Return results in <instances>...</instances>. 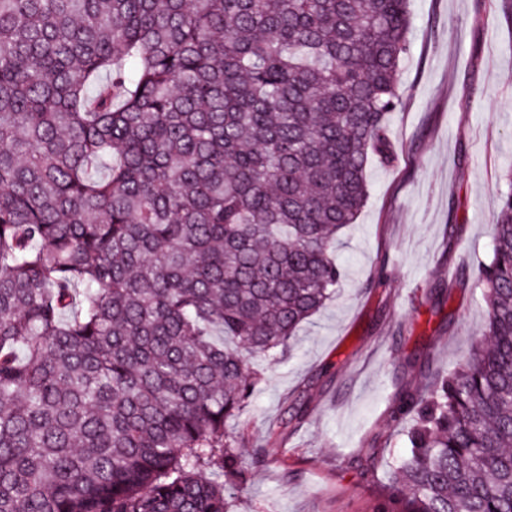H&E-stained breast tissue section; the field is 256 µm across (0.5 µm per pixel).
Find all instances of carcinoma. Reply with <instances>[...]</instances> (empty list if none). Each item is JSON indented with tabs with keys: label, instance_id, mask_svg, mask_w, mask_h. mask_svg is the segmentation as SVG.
I'll list each match as a JSON object with an SVG mask.
<instances>
[{
	"label": "carcinoma",
	"instance_id": "obj_1",
	"mask_svg": "<svg viewBox=\"0 0 512 512\" xmlns=\"http://www.w3.org/2000/svg\"><path fill=\"white\" fill-rule=\"evenodd\" d=\"M409 0H0V512H235L228 428L344 282ZM488 322L392 399L374 512H512V190Z\"/></svg>",
	"mask_w": 512,
	"mask_h": 512
}]
</instances>
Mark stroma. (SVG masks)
I'll list each match as a JSON object with an SVG mask.
<instances>
[{"instance_id": "1", "label": "stroma", "mask_w": 512, "mask_h": 512, "mask_svg": "<svg viewBox=\"0 0 512 512\" xmlns=\"http://www.w3.org/2000/svg\"><path fill=\"white\" fill-rule=\"evenodd\" d=\"M410 14L403 104L388 118L396 157L369 167L367 203L336 238L343 286L279 362L249 358L262 374L240 418L249 440H263L297 398L308 412L249 475L237 512H371L404 453L406 425L387 406L408 380L406 361L426 348L447 370L486 321L473 281L511 187L512 12L500 0H411ZM461 268L470 285L433 308L431 287ZM376 433L387 445L371 467Z\"/></svg>"}]
</instances>
